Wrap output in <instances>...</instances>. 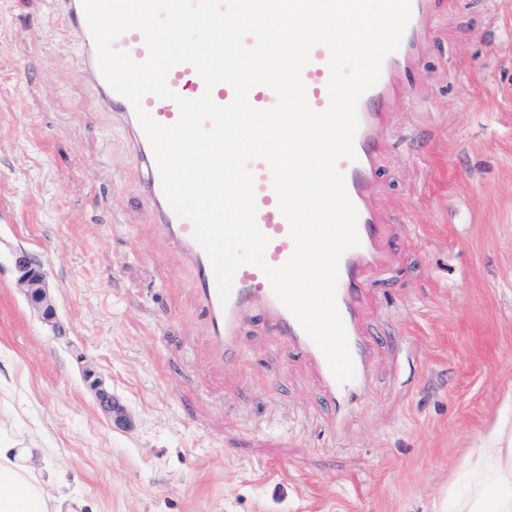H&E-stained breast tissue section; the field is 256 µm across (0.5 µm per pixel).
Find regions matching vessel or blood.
Wrapping results in <instances>:
<instances>
[{"mask_svg":"<svg viewBox=\"0 0 512 512\" xmlns=\"http://www.w3.org/2000/svg\"><path fill=\"white\" fill-rule=\"evenodd\" d=\"M55 2L60 6V15L67 31L78 44L99 104L113 113L128 134L129 152L141 172L144 206L151 213L162 236L191 272L190 286L207 320L212 364L220 368L237 359V338L241 332L242 316L250 308H259L267 315L277 335L314 365L333 407L341 413H348L366 388L371 354L370 343L361 331L357 314L360 278L365 270L383 258L382 230L373 204L375 160L384 144L390 114L402 101L406 81L418 64V47L430 36L432 22L446 7V0H412V17L400 49L385 59L379 83L359 102V129L354 142L356 158L339 163L345 175L348 195L359 214L358 232L361 239L360 247L348 251L339 265L337 304L347 331L355 370L353 380L342 385L335 380L322 351L281 304L258 268L250 265L241 267L234 277L228 303H221L210 262L193 238L192 223L178 218L164 197L152 149L131 104L117 95L102 75L82 0ZM116 46L128 51L135 61L142 62L148 57L145 39L140 31L126 32L117 40ZM328 59V49L322 45L315 46L311 51V62L302 73L308 102L317 111L325 110L329 103ZM168 85L186 98L199 97L204 91L202 79L188 64L179 65L170 72ZM143 107L164 125L176 122L179 117L174 102L153 95L144 98ZM249 168L256 179L257 224L271 239L266 259L271 265L278 266L286 262L294 250L289 223L279 209L268 163L256 159L250 162Z\"/></svg>","mask_w":512,"mask_h":512,"instance_id":"obj_1","label":"vessel or blood"}]
</instances>
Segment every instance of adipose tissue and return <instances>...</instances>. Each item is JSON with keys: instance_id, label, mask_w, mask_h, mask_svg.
I'll list each match as a JSON object with an SVG mask.
<instances>
[{"instance_id": "adipose-tissue-1", "label": "adipose tissue", "mask_w": 512, "mask_h": 512, "mask_svg": "<svg viewBox=\"0 0 512 512\" xmlns=\"http://www.w3.org/2000/svg\"><path fill=\"white\" fill-rule=\"evenodd\" d=\"M37 448L17 440L0 418V512H76L70 497L54 494L58 475L35 466ZM468 482L457 493L433 500L432 512H479L486 500L490 512H512V404L478 448L465 457Z\"/></svg>"}]
</instances>
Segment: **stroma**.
I'll list each match as a JSON object with an SVG mask.
<instances>
[{
    "label": "stroma",
    "instance_id": "1",
    "mask_svg": "<svg viewBox=\"0 0 512 512\" xmlns=\"http://www.w3.org/2000/svg\"><path fill=\"white\" fill-rule=\"evenodd\" d=\"M42 0H0V417L82 512H429L512 396V0H452L390 116L370 389L331 414L258 311L210 360L190 271ZM43 265L63 333L19 288ZM94 368L132 418L115 425Z\"/></svg>",
    "mask_w": 512,
    "mask_h": 512
}]
</instances>
